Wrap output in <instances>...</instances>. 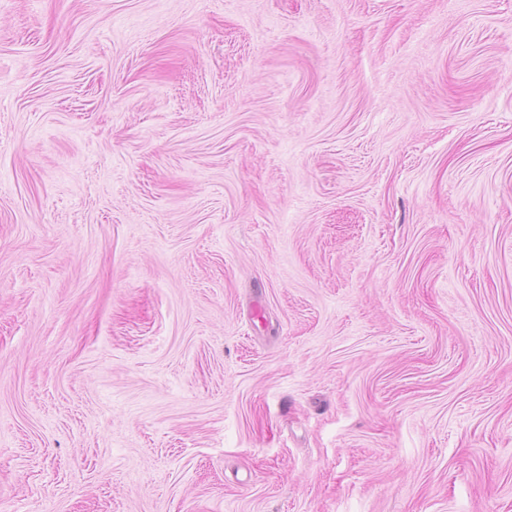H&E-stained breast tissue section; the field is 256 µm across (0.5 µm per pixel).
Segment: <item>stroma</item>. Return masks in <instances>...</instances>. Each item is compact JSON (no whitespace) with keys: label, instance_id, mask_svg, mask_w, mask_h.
I'll list each match as a JSON object with an SVG mask.
<instances>
[{"label":"stroma","instance_id":"35a3bbf8","mask_svg":"<svg viewBox=\"0 0 512 512\" xmlns=\"http://www.w3.org/2000/svg\"><path fill=\"white\" fill-rule=\"evenodd\" d=\"M0 512H512V0H0Z\"/></svg>","mask_w":512,"mask_h":512}]
</instances>
